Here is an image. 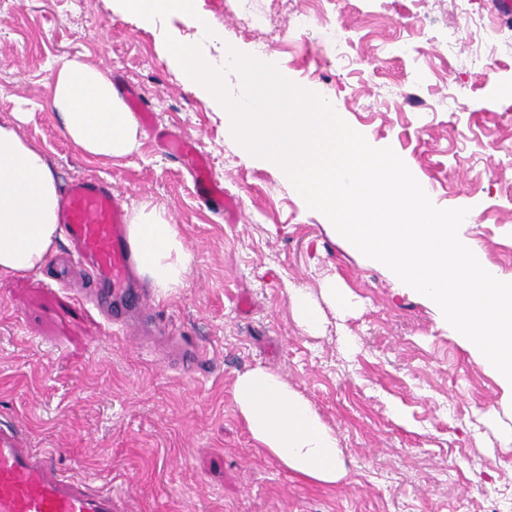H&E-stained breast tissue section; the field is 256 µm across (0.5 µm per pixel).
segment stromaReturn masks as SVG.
Returning a JSON list of instances; mask_svg holds the SVG:
<instances>
[{
	"label": "stroma",
	"instance_id": "35a3bbf8",
	"mask_svg": "<svg viewBox=\"0 0 512 512\" xmlns=\"http://www.w3.org/2000/svg\"><path fill=\"white\" fill-rule=\"evenodd\" d=\"M195 2L225 46L271 55L373 146L391 147L441 207H469L471 239L512 277V99L495 91L512 84V47L494 41L503 23L488 0H469L478 33L462 30L458 0ZM298 11L311 21L296 38ZM170 37L199 33L190 16L147 25L116 0H0V122L24 113L20 132L59 183L105 180L127 211L147 202L168 212L192 255L181 286L155 304L160 326L141 338L86 300L67 239L38 270L0 275V422L54 450L72 477L110 487L114 512H512V446L501 442L512 391L278 169L242 155L223 113L172 66ZM398 39L413 56L387 55ZM65 57L108 70L148 103L132 154L102 160L71 144L50 107ZM170 135L194 139L233 216L196 196L192 171L160 146ZM330 284L347 308H334ZM292 286L316 302L321 333L299 325ZM176 336L206 351V370L170 366ZM258 366L333 430L345 480L316 483L253 440L233 385Z\"/></svg>",
	"mask_w": 512,
	"mask_h": 512
}]
</instances>
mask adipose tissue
Instances as JSON below:
<instances>
[{
  "label": "adipose tissue",
  "mask_w": 512,
  "mask_h": 512,
  "mask_svg": "<svg viewBox=\"0 0 512 512\" xmlns=\"http://www.w3.org/2000/svg\"><path fill=\"white\" fill-rule=\"evenodd\" d=\"M50 105L73 144L95 157L133 153L138 124L108 72L73 57L53 73ZM59 186L45 153L12 123H0V275L40 268L58 242ZM139 269L168 295L192 261L166 213L141 205L130 220ZM234 401L256 442L289 470L333 485L347 476L333 432L310 403L262 367L237 376Z\"/></svg>",
  "instance_id": "obj_1"
}]
</instances>
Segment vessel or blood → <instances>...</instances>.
Wrapping results in <instances>:
<instances>
[{"label":"vessel or blood","mask_w":512,"mask_h":512,"mask_svg":"<svg viewBox=\"0 0 512 512\" xmlns=\"http://www.w3.org/2000/svg\"><path fill=\"white\" fill-rule=\"evenodd\" d=\"M169 154L196 168V187L203 202L217 212L234 210L194 143L164 140ZM60 227L84 262L96 303L120 325L127 307L148 304L146 292H133L135 246L127 212L111 186L98 179L71 183L60 198ZM0 512H113L112 491L68 476L51 452L30 447L12 423H0Z\"/></svg>","instance_id":"1"}]
</instances>
